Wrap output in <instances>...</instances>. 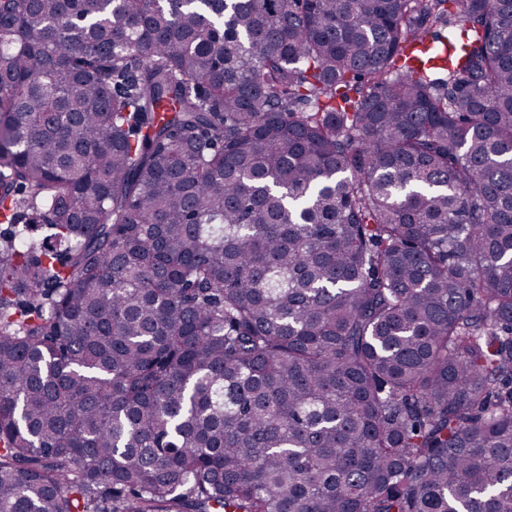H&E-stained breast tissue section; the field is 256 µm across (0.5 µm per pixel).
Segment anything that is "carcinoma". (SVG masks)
Masks as SVG:
<instances>
[{
  "label": "carcinoma",
  "mask_w": 512,
  "mask_h": 512,
  "mask_svg": "<svg viewBox=\"0 0 512 512\" xmlns=\"http://www.w3.org/2000/svg\"><path fill=\"white\" fill-rule=\"evenodd\" d=\"M0 224V512H512V0H10Z\"/></svg>",
  "instance_id": "cac0c4a2"
}]
</instances>
